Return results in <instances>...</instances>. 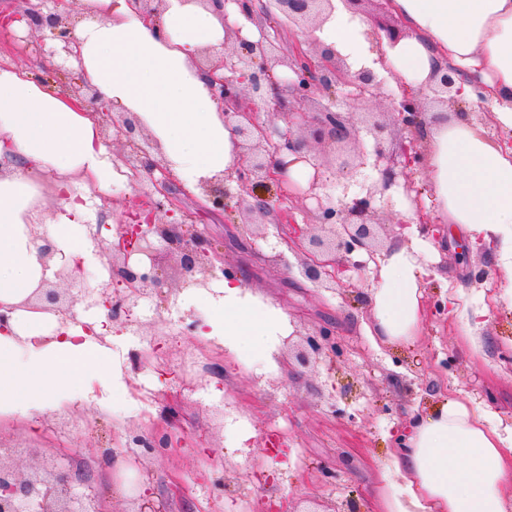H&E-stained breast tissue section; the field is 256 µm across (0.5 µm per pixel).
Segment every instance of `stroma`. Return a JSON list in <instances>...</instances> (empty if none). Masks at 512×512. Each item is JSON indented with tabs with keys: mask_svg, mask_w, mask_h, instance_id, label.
<instances>
[{
	"mask_svg": "<svg viewBox=\"0 0 512 512\" xmlns=\"http://www.w3.org/2000/svg\"><path fill=\"white\" fill-rule=\"evenodd\" d=\"M40 31L0 35V63L30 66L51 87H64L80 66H39L33 45ZM379 98L356 106L350 116L359 142L370 117L387 127L400 146L413 137ZM180 192L183 215L191 216L224 259L226 272L242 277L247 291L281 309L294 342L317 341V365L304 367L278 343L275 367L264 366L245 349L229 351L187 329L206 309H183L178 299L175 254L160 249L156 264L163 286L142 299L128 324L114 323L111 348L127 369L128 384L112 392L111 412L75 406L43 418L40 428L23 419L0 420V445L15 449L19 461L31 453L95 461L93 485L107 512H134L139 496L151 493L167 512H243L247 499L287 504L290 512L320 505L324 512H371L384 487L385 465L408 418L455 393L512 423V290L499 280L491 253L471 248L461 235L447 237L444 219L407 224L400 194L377 199L384 226L382 246L402 235L426 241L419 257L426 318L413 344L393 347L370 333L369 294L379 281L369 267L339 281L310 282L302 273L303 251L287 230L270 224L262 237L246 234L247 218L236 181L213 182L202 194ZM226 192L224 211L201 213L205 194ZM460 288L461 307L448 302ZM481 299L490 312L473 358L460 339L462 307ZM181 412L167 422L164 409ZM223 407L224 420L213 410ZM171 428L186 439L164 455L133 458L130 432Z\"/></svg>",
	"mask_w": 512,
	"mask_h": 512,
	"instance_id": "stroma-1",
	"label": "stroma"
}]
</instances>
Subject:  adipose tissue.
Returning <instances> with one entry per match:
<instances>
[{
    "mask_svg": "<svg viewBox=\"0 0 512 512\" xmlns=\"http://www.w3.org/2000/svg\"><path fill=\"white\" fill-rule=\"evenodd\" d=\"M72 28L84 79L113 112L136 115L171 171L191 192L240 164V150L195 64L202 50L220 51L229 27L255 41L259 33L237 5L225 11L199 0H165L156 20H143L131 0H84ZM408 31L375 57L392 68L399 87H432L438 65L465 76L462 98L484 96L491 120L512 130V0H389ZM366 24L334 11L318 37L367 64ZM434 202L449 225L475 247L489 249L500 279L512 286V147L489 139L467 113H434L421 132ZM103 143L94 110L47 88L25 68L0 66V416L29 422L63 406L97 399V387L123 385L110 369L104 341L112 334L107 309L76 325L35 309L34 294L61 267L89 259L88 225L97 223L115 185L129 183ZM52 243L55 252L42 248ZM417 247L394 245L370 292L374 331L383 342L417 338L423 322ZM218 295L189 292L209 309L206 339L229 350L248 347L271 357L289 335L287 316L253 300L241 278ZM394 474L373 512H512V428L490 411L451 398L411 422L391 458Z\"/></svg>",
    "mask_w": 512,
    "mask_h": 512,
    "instance_id": "adipose-tissue-1",
    "label": "adipose tissue"
}]
</instances>
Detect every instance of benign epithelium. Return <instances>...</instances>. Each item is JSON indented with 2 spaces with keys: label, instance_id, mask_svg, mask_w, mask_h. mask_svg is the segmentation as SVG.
Returning a JSON list of instances; mask_svg holds the SVG:
<instances>
[{
  "label": "benign epithelium",
  "instance_id": "1",
  "mask_svg": "<svg viewBox=\"0 0 512 512\" xmlns=\"http://www.w3.org/2000/svg\"><path fill=\"white\" fill-rule=\"evenodd\" d=\"M279 11L278 18L288 25L293 24L306 29L311 34L319 28L334 10L332 0H272ZM40 29L51 32L59 48L53 50L56 55L67 61L73 56L70 48V31L62 23L59 11L42 15L32 7L24 13ZM235 47L230 53H223L220 60L209 61L203 70L210 73L219 67L225 74L212 77L210 90L212 95L224 103V123L233 128L238 137V147L242 163L235 175L224 174L221 180L236 179L242 191L248 193L251 202L246 211L249 221L245 227H259L266 224L296 225L292 215L286 210L273 207L265 197L255 194L254 188L267 182L285 177L289 163L283 159L274 161L272 152H296L302 148L311 149L303 132L314 128V137L324 147L334 150L336 168L342 173H353L368 165L374 158L373 166L378 168V180L362 185L365 195L351 202L337 206L330 196L317 193L322 185L323 173L315 163L313 155L307 160L313 164L314 175L302 194L317 201L318 220L324 226V234L312 236L308 240L307 257L304 263V275L313 282H322L327 278H336L341 271L339 255L350 253L357 248L373 252L379 246L380 238L377 213L373 202L378 195L387 193L397 185L398 172L389 164L385 126L375 122L367 127L374 140L373 154H368L359 145L356 132L349 123L346 112L336 108V94L340 93L346 101L355 106L368 98L383 97L382 83L377 80L374 71L368 67L357 70L351 68L347 58L333 47H322L315 53L308 52L296 43L289 47L288 55H279L272 42L261 37L250 41L234 32ZM285 66L289 73L275 75V68ZM435 92L442 95L443 103H455L450 96L456 82L463 75L454 67H440ZM67 92L81 102L99 104L97 92L87 84H74ZM327 95L330 103L316 110H307L290 105L289 98L299 102H310L315 95ZM391 113L397 121L407 128L420 123L422 106L418 99L407 94H388ZM284 117L282 128H270L262 124L258 110ZM113 127L112 141L125 148L119 159L127 165L135 179L141 174H152L160 169L164 178L150 179V188L140 196L139 207L129 216V221L119 225L116 240L109 243L112 252L110 264L111 278L121 282L123 290L112 295V284L102 286L100 293L102 304L108 309L109 316L118 320L129 316L139 300L148 295V291L161 284L155 264L157 243L163 242L169 248L177 250L183 270L179 289L206 288L212 279L224 267L216 266L211 254L217 252L210 240L204 235L189 232L184 222H166L161 216H172L181 210L180 200L169 187L170 171L152 154V143L137 137L140 127L137 117L123 116L110 122ZM133 255H142L150 264L130 265ZM41 308L58 312L74 319L71 300L55 288H43L38 297ZM129 440L140 448V454L149 455L173 450L172 433H158L145 436L131 433ZM10 449L0 448V512H103L99 495L91 484L89 475L79 470L64 471L54 460H46L36 471L25 474L13 466L3 463L4 454Z\"/></svg>",
  "mask_w": 512,
  "mask_h": 512
}]
</instances>
